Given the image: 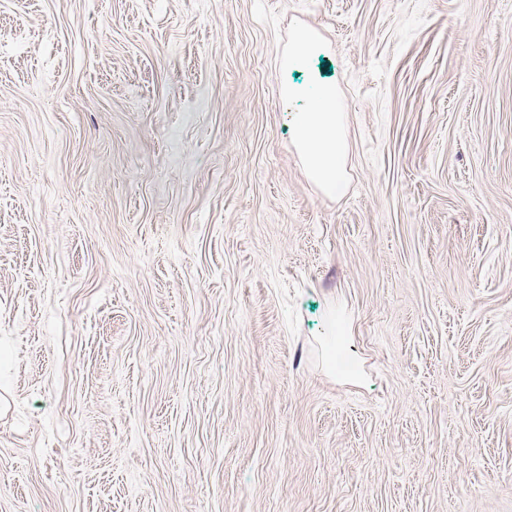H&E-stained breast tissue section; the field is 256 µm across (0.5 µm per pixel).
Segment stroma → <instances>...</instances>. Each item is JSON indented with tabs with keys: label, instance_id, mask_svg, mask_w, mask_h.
<instances>
[{
	"label": "stroma",
	"instance_id": "obj_1",
	"mask_svg": "<svg viewBox=\"0 0 512 512\" xmlns=\"http://www.w3.org/2000/svg\"><path fill=\"white\" fill-rule=\"evenodd\" d=\"M0 512H512V0H0ZM320 48V43L313 34L306 30L298 31L288 47V61L294 62L298 59L313 55ZM289 117L294 144L310 179L324 191L339 188L344 182L347 145L343 113L336 112V87L322 85L311 108Z\"/></svg>",
	"mask_w": 512,
	"mask_h": 512
}]
</instances>
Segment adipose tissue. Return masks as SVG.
Returning a JSON list of instances; mask_svg holds the SVG:
<instances>
[{
  "mask_svg": "<svg viewBox=\"0 0 512 512\" xmlns=\"http://www.w3.org/2000/svg\"><path fill=\"white\" fill-rule=\"evenodd\" d=\"M294 144L310 179L322 190L332 191L344 182L347 145L343 115L336 110V88L320 87L307 111L290 115Z\"/></svg>",
  "mask_w": 512,
  "mask_h": 512,
  "instance_id": "adipose-tissue-1",
  "label": "adipose tissue"
}]
</instances>
